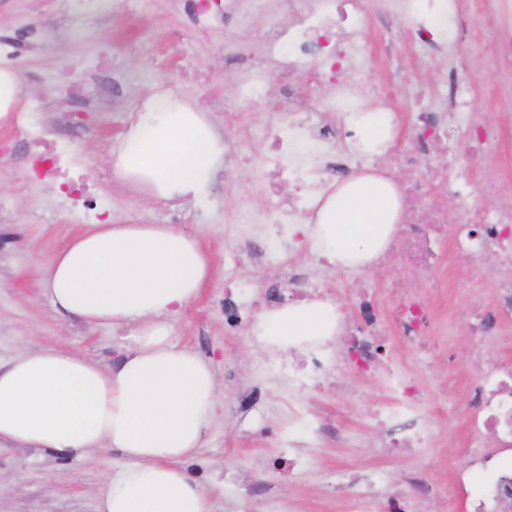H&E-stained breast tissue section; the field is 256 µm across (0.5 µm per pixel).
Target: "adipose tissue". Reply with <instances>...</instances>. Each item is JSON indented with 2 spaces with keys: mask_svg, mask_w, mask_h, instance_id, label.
Wrapping results in <instances>:
<instances>
[{
  "mask_svg": "<svg viewBox=\"0 0 512 512\" xmlns=\"http://www.w3.org/2000/svg\"><path fill=\"white\" fill-rule=\"evenodd\" d=\"M154 120L129 126L116 153L123 177L158 197H198L224 158L206 113L165 97ZM401 223L396 184L353 174L325 195L305 225L312 251L336 267L367 269ZM210 262L197 237L174 224L103 222L39 261L51 302L84 322L133 325L134 346L111 369L36 347L0 366V445L46 448L83 459L119 450L124 469L97 512H212L208 492L179 464L201 448L218 397L209 362L171 336L169 319L195 299ZM338 306L318 299L263 312L255 333L274 351L330 341Z\"/></svg>",
  "mask_w": 512,
  "mask_h": 512,
  "instance_id": "ef3b65f1",
  "label": "adipose tissue"
}]
</instances>
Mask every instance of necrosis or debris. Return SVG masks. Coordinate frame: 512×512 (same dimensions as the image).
Returning a JSON list of instances; mask_svg holds the SVG:
<instances>
[{
	"label": "necrosis or debris",
	"instance_id": "1",
	"mask_svg": "<svg viewBox=\"0 0 512 512\" xmlns=\"http://www.w3.org/2000/svg\"><path fill=\"white\" fill-rule=\"evenodd\" d=\"M369 2L224 0L225 12L232 14L242 32H250L258 16L268 19L260 38L262 55L241 46L231 51L232 59L249 72L237 82V100L267 98L262 75L268 65L275 64L285 78L276 102L288 111L287 121L269 113L266 119L245 124L239 138L224 143L225 173H233L240 160L250 166L261 163L269 193L267 207L238 212L235 230L225 241L224 272L231 280H238L240 258L254 243L274 235L288 236L291 225L314 220L321 196L355 171L344 148L353 136L349 115L364 109L356 89L383 62L399 64L390 50L373 56L364 47ZM385 11L401 23L396 40L422 56L434 49L451 52L455 44L472 42L475 32H483L497 45L490 63L502 75L501 104L512 110V36L499 33L491 0L472 16L466 15L462 0H385ZM309 56L317 60V78L328 88L313 108L291 83L295 62ZM464 67L463 59L454 58L442 84L441 103L420 105L405 115L394 106V81L374 87L384 101L376 120L394 149L392 160H379V167L391 162L401 171L425 173L400 192L407 218L395 250L403 262L425 268L430 287L440 294L448 282L441 277L445 258L431 248L436 238L449 237V251L469 260L494 253L503 265H512V207L504 203L512 196V181L505 179L495 161L498 140L485 134L468 100V86L459 77ZM6 123L15 155L37 169L34 188L63 189L72 222L87 221L93 206L83 161L69 156L57 139L58 133L71 126V113H62L51 127L36 125L27 112L10 113ZM451 126L460 132L453 147L444 137ZM433 181L442 182L456 198V214H447L433 198L429 188ZM469 292L472 335L492 336L501 323L512 322V277L489 275L487 282L470 284ZM356 305L359 313L346 317L341 342L351 370L361 375L380 372L390 333L416 345L426 336L448 333L439 322L435 304L414 285L392 294L386 306L374 292H360ZM471 364L478 369L470 390L471 463L480 469L482 478L472 486L465 512H504L505 504H512V468L500 466L486 443L491 440L497 448L512 450V363L483 370L475 356ZM394 392L395 406L380 413L386 447H424L431 435L416 422L420 403L416 388L401 380L395 383ZM419 483L414 477L409 484L390 485L375 469L343 474L341 481L353 492L362 512H396L403 503L415 512L419 497L412 488Z\"/></svg>",
	"mask_w": 512,
	"mask_h": 512
}]
</instances>
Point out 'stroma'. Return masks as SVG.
<instances>
[{"label": "stroma", "instance_id": "35a3bbf8", "mask_svg": "<svg viewBox=\"0 0 512 512\" xmlns=\"http://www.w3.org/2000/svg\"><path fill=\"white\" fill-rule=\"evenodd\" d=\"M176 33L193 38V21L175 10L170 0H152L139 14L124 12L115 0H69L63 15L56 0H0V43L17 47L15 63L27 78L18 109L33 113L47 126L60 112L78 114L82 131L74 147L86 163V177L104 219L117 222L133 213L148 224L163 221V200L154 198L146 186L121 183L111 161L123 133L143 116V103L157 87L166 86L175 99L211 113L218 133L227 138L238 137L243 124L269 109L262 101L248 103L241 107L237 122L224 121V103L234 98L233 86L241 75L224 54L226 39L236 35L233 23L216 25L207 38L195 41L188 61L173 50L171 37ZM101 50L110 55L119 78L106 102L93 97L101 76L88 66ZM491 52V47L477 51L469 44L457 49L467 61L464 77L474 110L500 140L501 161L512 179V129L506 128L495 106L498 80L485 63ZM30 184L31 171L25 162L0 157V200L8 208L7 218L0 219V362L39 344L116 366L133 345L136 327L93 326L74 319L53 306L36 271L39 259L58 251L89 226L68 223L59 194L33 192ZM267 202L252 171L243 170L229 180L216 174L207 194L186 206L184 227L198 237L210 261V275L196 300L171 318L172 338L209 361L216 373L231 369L236 377L223 381L207 440L182 462V469L209 491L212 512H242L258 490L264 498L300 506L302 512H355L349 490L329 487L327 476L372 466L381 468L391 483L415 472L434 488L447 490V499L423 500L420 512H464L478 473L468 464L463 365L478 351L490 362L512 363V327L501 328L495 336H474L464 314L467 283L484 278L491 264L459 256L448 261V294L438 304L448 333L434 342L455 353L458 367H448L441 356L420 355L416 346L392 338L389 356L394 373L424 388L422 423L432 441L410 457L389 455L382 450L384 430L373 418L376 409L389 403L387 376H363L340 361L331 386L292 392L278 372L283 354L269 353L253 333H224L220 313L224 243L233 231L224 215L239 208L259 209ZM278 248L307 271L319 296L335 300L349 313L354 310L350 289L357 279L381 290L395 279L405 285L421 279L419 272L396 264L363 271L324 265L300 234ZM253 386L261 389L258 412L244 418L238 413V400ZM292 397L310 424L338 426L342 436L307 449L306 468L290 474L277 466L278 451L270 435L291 433L288 400ZM124 464L119 452L104 448L79 460L46 449L0 447V512H97L99 495ZM229 467L238 472V479H225ZM454 469L463 472V482L451 483Z\"/></svg>", "mask_w": 512, "mask_h": 512}]
</instances>
